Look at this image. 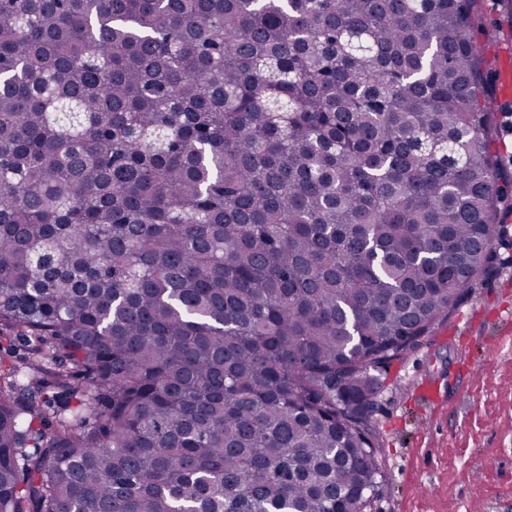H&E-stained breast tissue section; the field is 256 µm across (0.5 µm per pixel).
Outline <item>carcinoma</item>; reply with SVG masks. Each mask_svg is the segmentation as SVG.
<instances>
[{
    "label": "carcinoma",
    "mask_w": 512,
    "mask_h": 512,
    "mask_svg": "<svg viewBox=\"0 0 512 512\" xmlns=\"http://www.w3.org/2000/svg\"><path fill=\"white\" fill-rule=\"evenodd\" d=\"M475 2L0 0V512H363L512 212Z\"/></svg>",
    "instance_id": "cac0c4a2"
}]
</instances>
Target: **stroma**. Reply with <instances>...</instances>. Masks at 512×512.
<instances>
[{"instance_id":"35a3bbf8","label":"stroma","mask_w":512,"mask_h":512,"mask_svg":"<svg viewBox=\"0 0 512 512\" xmlns=\"http://www.w3.org/2000/svg\"><path fill=\"white\" fill-rule=\"evenodd\" d=\"M474 38L487 45L496 150L512 170V25L499 0H478ZM494 272L381 378L372 414L377 486L363 512H512V214Z\"/></svg>"}]
</instances>
